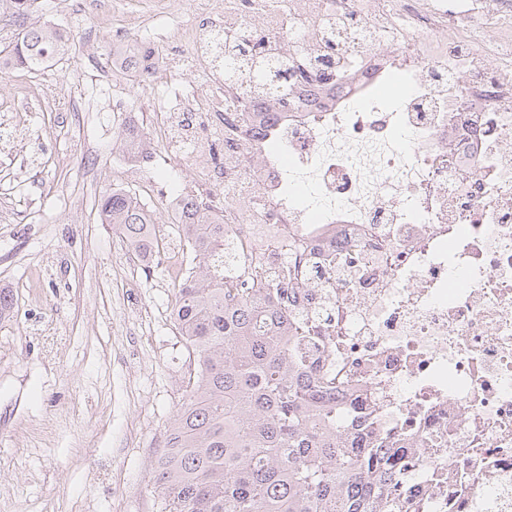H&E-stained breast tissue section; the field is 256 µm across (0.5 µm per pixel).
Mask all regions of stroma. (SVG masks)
I'll list each match as a JSON object with an SVG mask.
<instances>
[{"label": "stroma", "mask_w": 512, "mask_h": 512, "mask_svg": "<svg viewBox=\"0 0 512 512\" xmlns=\"http://www.w3.org/2000/svg\"><path fill=\"white\" fill-rule=\"evenodd\" d=\"M113 30L76 33L42 73L11 72L0 104L29 113L23 158H0V512H160L151 466L184 399L185 349L170 317L174 283L145 267L97 201L112 188L178 193L196 177L154 146L145 183L126 180L119 132L153 92L127 77L121 104L99 82L69 99L76 71L112 68ZM52 87L55 112L20 99L19 82Z\"/></svg>", "instance_id": "1"}]
</instances>
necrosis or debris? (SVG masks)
Masks as SVG:
<instances>
[{"label":"necrosis or debris","mask_w":512,"mask_h":512,"mask_svg":"<svg viewBox=\"0 0 512 512\" xmlns=\"http://www.w3.org/2000/svg\"><path fill=\"white\" fill-rule=\"evenodd\" d=\"M288 60L229 88L214 39ZM119 70L219 214L228 288L279 287L358 446L428 512H512V0H196Z\"/></svg>","instance_id":"1"}]
</instances>
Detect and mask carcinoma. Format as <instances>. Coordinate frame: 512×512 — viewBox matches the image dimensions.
<instances>
[{
  "instance_id": "obj_1",
  "label": "carcinoma",
  "mask_w": 512,
  "mask_h": 512,
  "mask_svg": "<svg viewBox=\"0 0 512 512\" xmlns=\"http://www.w3.org/2000/svg\"><path fill=\"white\" fill-rule=\"evenodd\" d=\"M34 12L35 0H0V25L19 29L0 47V74L9 66L45 71L70 50L73 36L34 22ZM261 45H217L227 84L270 92L274 71L288 62L271 66ZM120 137L150 145L139 127ZM98 213L138 259L158 252L154 214L131 192H103ZM173 230L186 270L171 317L197 372L152 466L161 512H402L400 458L388 448L353 447L335 393L290 347L295 327L275 296L260 301L224 287V225L186 202Z\"/></svg>"
}]
</instances>
